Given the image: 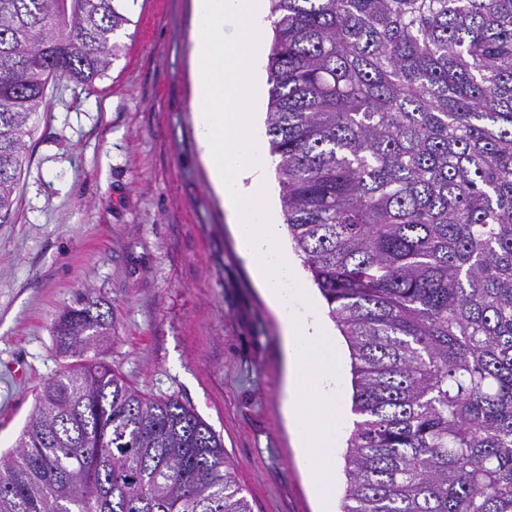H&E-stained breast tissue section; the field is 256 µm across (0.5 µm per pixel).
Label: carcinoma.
Masks as SVG:
<instances>
[{"label":"carcinoma","mask_w":512,"mask_h":512,"mask_svg":"<svg viewBox=\"0 0 512 512\" xmlns=\"http://www.w3.org/2000/svg\"><path fill=\"white\" fill-rule=\"evenodd\" d=\"M266 134L297 252L345 336L341 512H512V0H268ZM120 0H0V223L65 79L106 75ZM86 293L54 325L112 329ZM221 439L88 360L0 457V512H251Z\"/></svg>","instance_id":"cac0c4a2"}]
</instances>
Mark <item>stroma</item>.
Listing matches in <instances>:
<instances>
[{
  "label": "stroma",
  "instance_id": "obj_1",
  "mask_svg": "<svg viewBox=\"0 0 512 512\" xmlns=\"http://www.w3.org/2000/svg\"><path fill=\"white\" fill-rule=\"evenodd\" d=\"M127 8L105 76L49 86L16 212L0 224V452L42 387L79 363L53 330L88 288L112 312L98 360L210 425L252 512H317L284 415L281 327L197 151L192 0Z\"/></svg>",
  "mask_w": 512,
  "mask_h": 512
}]
</instances>
